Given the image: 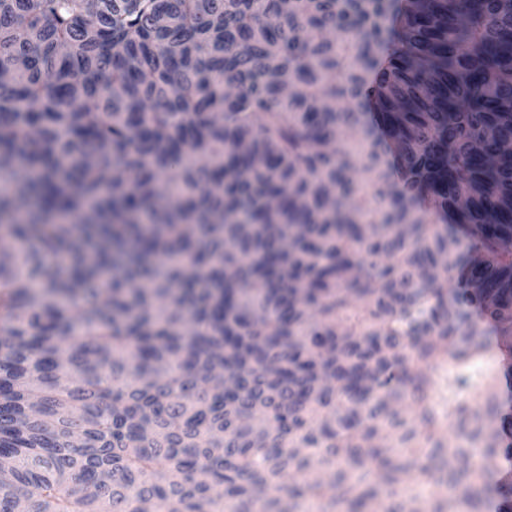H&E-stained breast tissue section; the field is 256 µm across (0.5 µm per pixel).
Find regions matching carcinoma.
Masks as SVG:
<instances>
[{"label":"carcinoma","instance_id":"obj_1","mask_svg":"<svg viewBox=\"0 0 512 512\" xmlns=\"http://www.w3.org/2000/svg\"><path fill=\"white\" fill-rule=\"evenodd\" d=\"M0 74V512H444L512 456V0H0Z\"/></svg>","mask_w":512,"mask_h":512}]
</instances>
